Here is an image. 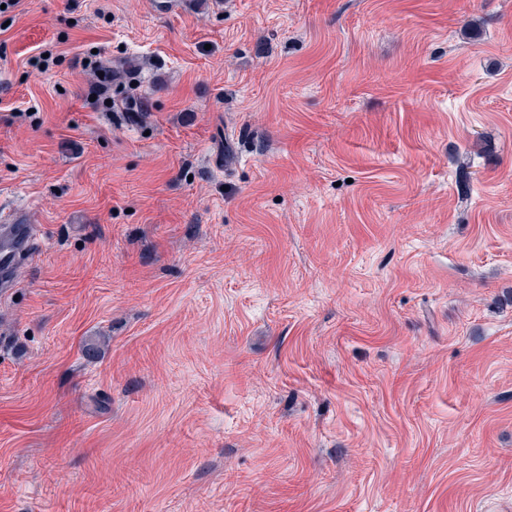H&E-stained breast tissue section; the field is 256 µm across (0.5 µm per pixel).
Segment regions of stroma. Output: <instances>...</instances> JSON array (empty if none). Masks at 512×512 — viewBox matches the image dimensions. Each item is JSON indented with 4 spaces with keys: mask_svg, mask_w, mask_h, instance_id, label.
I'll return each mask as SVG.
<instances>
[{
    "mask_svg": "<svg viewBox=\"0 0 512 512\" xmlns=\"http://www.w3.org/2000/svg\"><path fill=\"white\" fill-rule=\"evenodd\" d=\"M0 200V512H512V0H20ZM42 248L38 224H29L27 208L9 209L7 224L0 225V288L13 287L12 272L25 256L30 257Z\"/></svg>",
    "mask_w": 512,
    "mask_h": 512,
    "instance_id": "stroma-1",
    "label": "stroma"
}]
</instances>
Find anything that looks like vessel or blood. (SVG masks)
Here are the masks:
<instances>
[{
    "label": "vessel or blood",
    "mask_w": 512,
    "mask_h": 512,
    "mask_svg": "<svg viewBox=\"0 0 512 512\" xmlns=\"http://www.w3.org/2000/svg\"><path fill=\"white\" fill-rule=\"evenodd\" d=\"M42 247L38 225L28 220L27 209H10L7 223L0 225V289L13 286L12 272L18 262L36 254Z\"/></svg>",
    "instance_id": "vessel-or-blood-1"
}]
</instances>
